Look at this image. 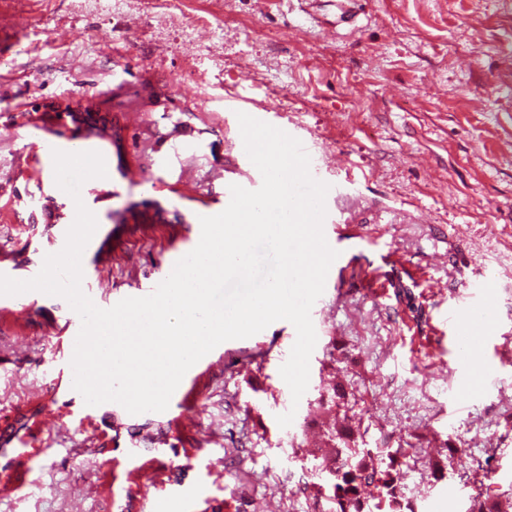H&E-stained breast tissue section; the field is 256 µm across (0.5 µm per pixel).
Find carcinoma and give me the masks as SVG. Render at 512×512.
Masks as SVG:
<instances>
[{
  "label": "carcinoma",
  "mask_w": 512,
  "mask_h": 512,
  "mask_svg": "<svg viewBox=\"0 0 512 512\" xmlns=\"http://www.w3.org/2000/svg\"><path fill=\"white\" fill-rule=\"evenodd\" d=\"M336 400L319 401L320 408L336 414L326 425L327 447L333 449V463L322 466L329 480L317 487V495L331 504L330 512H415L404 500L400 480L402 447L381 453L369 448V429L349 424L348 400L341 385L334 389ZM512 509V488L499 491L480 484L472 512H508Z\"/></svg>",
  "instance_id": "cac0c4a2"
}]
</instances>
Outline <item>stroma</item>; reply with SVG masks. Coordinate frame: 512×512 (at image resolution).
Segmentation results:
<instances>
[{"mask_svg":"<svg viewBox=\"0 0 512 512\" xmlns=\"http://www.w3.org/2000/svg\"><path fill=\"white\" fill-rule=\"evenodd\" d=\"M337 14V0H0V253L16 279L75 219L45 143L105 159L80 196L100 228L82 269L107 309L198 238L199 213L224 210L241 112L311 142L345 238L297 402L280 375L286 320L215 347L178 421L83 407L53 369L65 299L0 310V474L5 435L37 428L43 449L32 490L0 485V512H144L158 497L197 512L199 496L210 512H329L306 489L323 479L317 402L340 372L371 447L409 443L402 492L417 512L451 483L444 512H470L481 482L512 485V0H356L353 24ZM50 105L71 112L43 124ZM476 284L490 337L463 363L439 320ZM460 439L469 457L446 465L439 446Z\"/></svg>","mask_w":512,"mask_h":512,"instance_id":"stroma-1","label":"stroma"}]
</instances>
